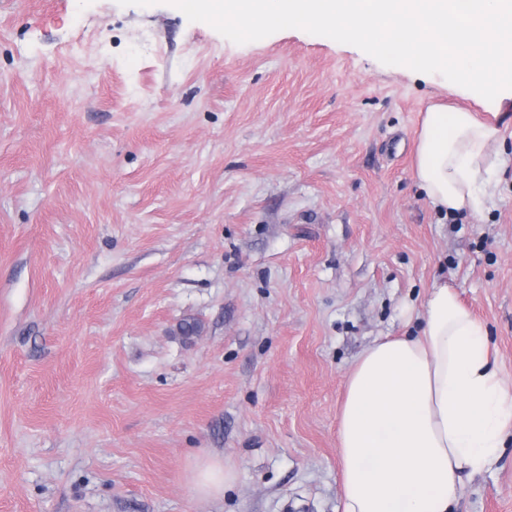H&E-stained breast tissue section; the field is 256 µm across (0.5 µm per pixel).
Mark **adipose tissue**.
<instances>
[{
  "label": "adipose tissue",
  "instance_id": "adipose-tissue-1",
  "mask_svg": "<svg viewBox=\"0 0 512 512\" xmlns=\"http://www.w3.org/2000/svg\"><path fill=\"white\" fill-rule=\"evenodd\" d=\"M194 18L244 34L245 20L322 26L394 66L457 81L487 110L512 98V0H177ZM505 164L500 129L463 109L424 114L413 176L447 216L486 210ZM412 336L375 341L346 381L338 417L342 512H454L462 477L490 471L512 436V376L485 322L448 282L433 285ZM233 481L196 463L195 494Z\"/></svg>",
  "mask_w": 512,
  "mask_h": 512
}]
</instances>
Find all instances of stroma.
I'll return each instance as SVG.
<instances>
[{
  "label": "stroma",
  "instance_id": "stroma-1",
  "mask_svg": "<svg viewBox=\"0 0 512 512\" xmlns=\"http://www.w3.org/2000/svg\"><path fill=\"white\" fill-rule=\"evenodd\" d=\"M262 28L0 0V512H341L345 381L442 280L512 375V100L493 207L450 221L417 133L476 104ZM209 458L218 499L191 488ZM456 512H512V439ZM232 471L224 463L215 460H203L195 464L191 486L195 494L205 497H219L224 488L233 481Z\"/></svg>",
  "mask_w": 512,
  "mask_h": 512
}]
</instances>
